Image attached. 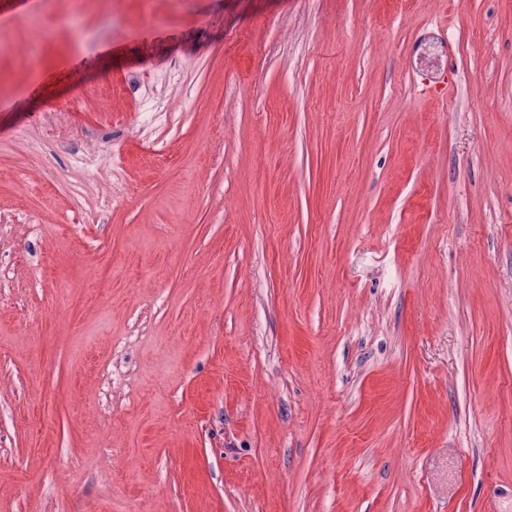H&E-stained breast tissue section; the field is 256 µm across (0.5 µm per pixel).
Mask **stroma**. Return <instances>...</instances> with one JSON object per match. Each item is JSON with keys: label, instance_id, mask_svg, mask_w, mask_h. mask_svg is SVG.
I'll return each instance as SVG.
<instances>
[{"label": "stroma", "instance_id": "obj_1", "mask_svg": "<svg viewBox=\"0 0 512 512\" xmlns=\"http://www.w3.org/2000/svg\"><path fill=\"white\" fill-rule=\"evenodd\" d=\"M0 512H512V0H0Z\"/></svg>", "mask_w": 512, "mask_h": 512}]
</instances>
